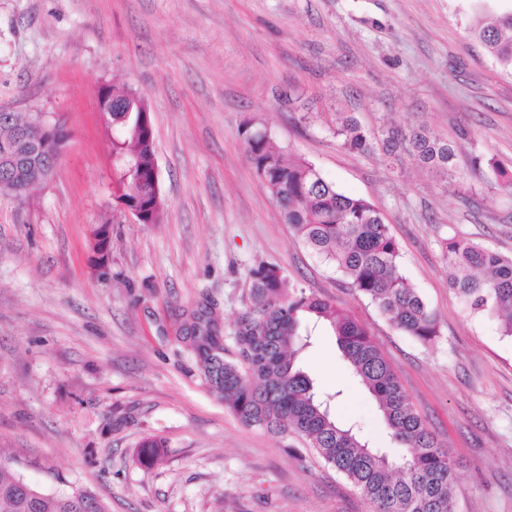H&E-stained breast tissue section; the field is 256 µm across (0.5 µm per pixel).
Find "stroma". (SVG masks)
<instances>
[{"instance_id":"stroma-1","label":"stroma","mask_w":512,"mask_h":512,"mask_svg":"<svg viewBox=\"0 0 512 512\" xmlns=\"http://www.w3.org/2000/svg\"><path fill=\"white\" fill-rule=\"evenodd\" d=\"M498 0H0V107L61 118L53 179L0 195V454L45 489L79 484L109 512H372L320 459L244 426L208 390L182 337L200 306L232 332L249 271L330 301L370 332L409 403L459 463L456 512H512V336L450 286L443 239L512 256V71L469 33ZM151 113L167 206L139 224L112 194L101 86ZM381 135L424 127L451 142L459 188L381 151L345 148L338 113ZM267 131L344 194L372 203L435 313L422 344L280 219L239 132ZM110 221L97 265L93 230ZM332 414L391 442L352 386L327 328L299 357ZM148 436L163 461L136 460Z\"/></svg>"}]
</instances>
